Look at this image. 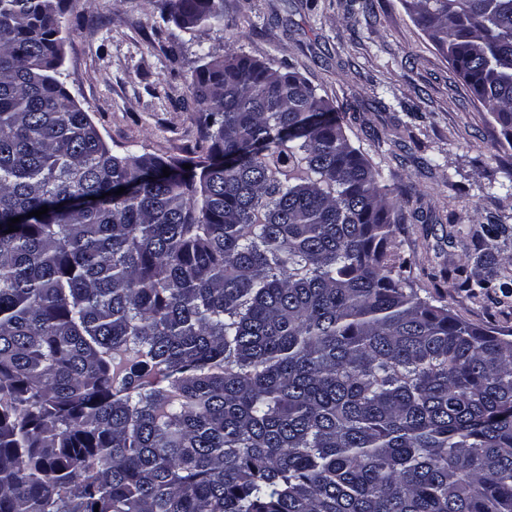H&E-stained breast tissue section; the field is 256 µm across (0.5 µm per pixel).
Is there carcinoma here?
Listing matches in <instances>:
<instances>
[{
  "mask_svg": "<svg viewBox=\"0 0 512 512\" xmlns=\"http://www.w3.org/2000/svg\"><path fill=\"white\" fill-rule=\"evenodd\" d=\"M403 2L512 125V0ZM63 3L0 0V512H512V334L402 276L335 106L209 53L197 155H116Z\"/></svg>",
  "mask_w": 512,
  "mask_h": 512,
  "instance_id": "obj_1",
  "label": "carcinoma"
}]
</instances>
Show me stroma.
Instances as JSON below:
<instances>
[{
    "instance_id": "obj_1",
    "label": "stroma",
    "mask_w": 512,
    "mask_h": 512,
    "mask_svg": "<svg viewBox=\"0 0 512 512\" xmlns=\"http://www.w3.org/2000/svg\"><path fill=\"white\" fill-rule=\"evenodd\" d=\"M62 37L56 77L121 156L193 155L191 78L227 47L353 104L347 139L404 217L403 276L468 322L512 331V145L402 0H224L223 27L192 30L158 0H65Z\"/></svg>"
}]
</instances>
